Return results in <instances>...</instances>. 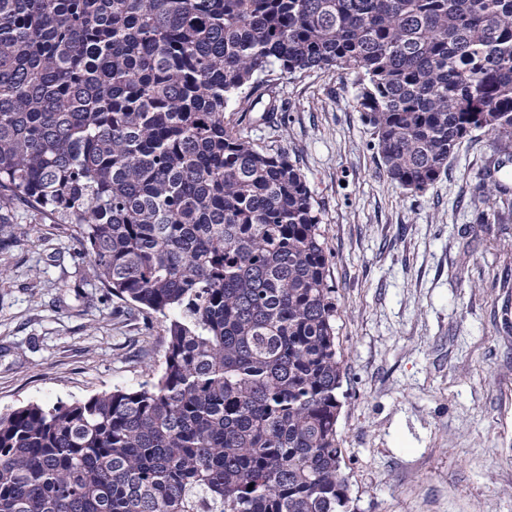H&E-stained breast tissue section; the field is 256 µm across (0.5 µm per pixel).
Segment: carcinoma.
<instances>
[{
  "label": "carcinoma",
  "instance_id": "cac0c4a2",
  "mask_svg": "<svg viewBox=\"0 0 512 512\" xmlns=\"http://www.w3.org/2000/svg\"><path fill=\"white\" fill-rule=\"evenodd\" d=\"M356 78L393 182L512 153V0H0V201L163 319L156 376L0 412V512H353L331 256L302 171L224 121Z\"/></svg>",
  "mask_w": 512,
  "mask_h": 512
}]
</instances>
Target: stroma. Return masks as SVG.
Here are the masks:
<instances>
[{
	"instance_id": "35a3bbf8",
	"label": "stroma",
	"mask_w": 512,
	"mask_h": 512,
	"mask_svg": "<svg viewBox=\"0 0 512 512\" xmlns=\"http://www.w3.org/2000/svg\"><path fill=\"white\" fill-rule=\"evenodd\" d=\"M283 112L224 114L306 176L332 256L346 369L337 434L355 512H512V215L482 223L499 154L473 133L421 193L380 169L355 78L273 73ZM0 412L160 370L165 324L94 281L78 241L0 207Z\"/></svg>"
}]
</instances>
